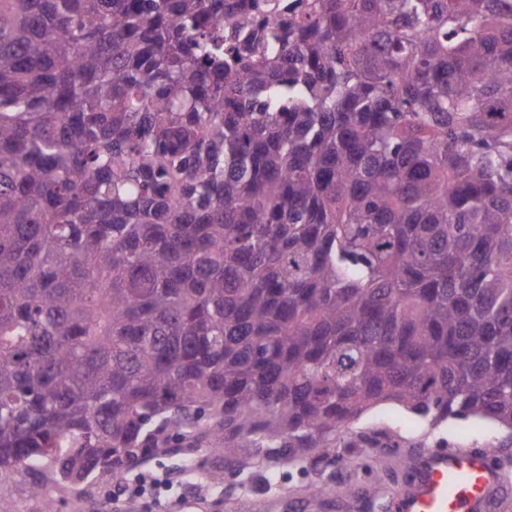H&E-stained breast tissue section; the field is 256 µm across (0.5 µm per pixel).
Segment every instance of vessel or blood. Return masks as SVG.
I'll return each mask as SVG.
<instances>
[{"instance_id":"b4317fda","label":"vessel or blood","mask_w":512,"mask_h":512,"mask_svg":"<svg viewBox=\"0 0 512 512\" xmlns=\"http://www.w3.org/2000/svg\"><path fill=\"white\" fill-rule=\"evenodd\" d=\"M492 451L452 448L425 451L415 459L409 486L391 495L388 512H498L512 498Z\"/></svg>"}]
</instances>
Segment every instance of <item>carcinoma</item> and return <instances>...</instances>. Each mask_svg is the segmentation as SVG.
<instances>
[{"label": "carcinoma", "instance_id": "1", "mask_svg": "<svg viewBox=\"0 0 512 512\" xmlns=\"http://www.w3.org/2000/svg\"><path fill=\"white\" fill-rule=\"evenodd\" d=\"M0 0V472L512 441V0Z\"/></svg>", "mask_w": 512, "mask_h": 512}]
</instances>
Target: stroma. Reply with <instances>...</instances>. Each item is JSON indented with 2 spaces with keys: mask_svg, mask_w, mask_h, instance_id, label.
<instances>
[{
  "mask_svg": "<svg viewBox=\"0 0 512 512\" xmlns=\"http://www.w3.org/2000/svg\"><path fill=\"white\" fill-rule=\"evenodd\" d=\"M351 434L376 433L397 442L401 449L419 453L448 448H485L495 450L494 459L503 481L512 486V447H500L503 429L482 419L448 421L433 428L402 407L386 403L373 408L350 426ZM198 469L193 482H186L175 457L148 459L124 474L123 480L135 484L143 479L169 477L173 487L159 495L132 499H113L114 481L109 473L94 474L81 488L55 481L53 464L32 472L14 470L0 473V497L11 501L17 512H41L37 497L29 493L32 484L51 485L58 512H236L241 494H248L252 512H363L362 496L395 492L405 485V469L396 467L395 456L385 447L361 448L355 456L337 449L336 462L328 469L313 463L295 462L279 470L278 480L266 486L253 482L250 491L229 484L215 453L202 449L197 453ZM326 482L334 492L312 499L311 485Z\"/></svg>",
  "mask_w": 512,
  "mask_h": 512,
  "instance_id": "obj_1",
  "label": "stroma"
}]
</instances>
